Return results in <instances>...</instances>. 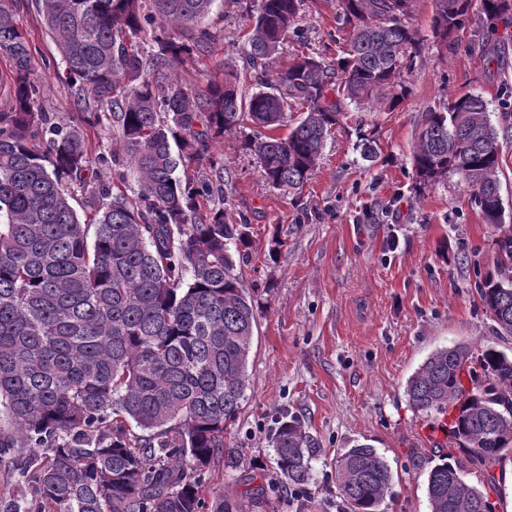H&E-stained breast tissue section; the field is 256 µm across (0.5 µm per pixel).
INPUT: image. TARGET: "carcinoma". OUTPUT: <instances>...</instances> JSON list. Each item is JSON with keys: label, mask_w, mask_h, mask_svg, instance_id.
Masks as SVG:
<instances>
[{"label": "carcinoma", "mask_w": 512, "mask_h": 512, "mask_svg": "<svg viewBox=\"0 0 512 512\" xmlns=\"http://www.w3.org/2000/svg\"><path fill=\"white\" fill-rule=\"evenodd\" d=\"M333 1L348 29L341 56L303 52L271 79L266 64L298 31L305 0H242L252 24L238 61L224 57V79L197 94L176 70L218 42L204 23L216 0H37L86 113L82 128L36 108L42 85L30 43L0 4V58L9 63L0 76L9 105L0 112V459L15 458L18 478L48 512H202L203 468L219 456L240 468L224 429L246 399L256 323L234 259L245 224L222 208L199 215L198 198L223 195L224 181H183L178 169L220 172L211 134L240 133L268 183L299 190L349 106H392L409 94L421 48L410 23L417 0H323ZM436 2L433 34L448 48L469 26L472 0ZM481 9L479 34L493 36L512 0H481ZM148 39L150 54L141 49ZM239 61L253 72L249 93ZM295 106L293 128L276 134ZM106 121L138 174L130 201L84 178L120 162L92 151L90 132ZM412 163L419 185L454 175L483 223L503 224L499 134L481 96L464 93L425 113ZM65 176L86 188L85 222ZM496 245L500 261L480 299L497 335L511 337L512 236ZM405 393L427 414L454 411L447 432L461 455L429 470L431 512H495L465 474L493 486L490 469L512 453V355L438 349ZM271 447L275 479L306 489L315 449L299 417L279 414ZM392 486L371 445L336 458L337 493L350 512H381Z\"/></svg>", "instance_id": "obj_1"}]
</instances>
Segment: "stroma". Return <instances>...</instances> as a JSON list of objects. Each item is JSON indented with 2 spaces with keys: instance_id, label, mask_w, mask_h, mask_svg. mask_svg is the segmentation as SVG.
Returning <instances> with one entry per match:
<instances>
[{
  "instance_id": "35a3bbf8",
  "label": "stroma",
  "mask_w": 512,
  "mask_h": 512,
  "mask_svg": "<svg viewBox=\"0 0 512 512\" xmlns=\"http://www.w3.org/2000/svg\"><path fill=\"white\" fill-rule=\"evenodd\" d=\"M8 6L46 80L41 111L79 123L83 114L35 0ZM435 11L436 0H418L411 20L422 44L408 75L410 95L393 107L375 103L342 117L302 189L269 185L239 135L213 145L224 156V207L247 224L239 271L256 328L247 399L224 435L245 461L236 471L220 458L206 467L204 512H215L225 487L248 477L257 487L269 482L270 434L284 410L304 421L313 440V479L303 494L280 483L239 498L240 512H350L336 494V458L358 443L376 448L393 475L395 495L383 512H430L427 473L447 439L438 416L410 405L407 379L440 348L512 352V337L497 335L478 289L495 268L498 235L512 233V27L501 30L505 53L492 64L471 30L442 48L433 35ZM209 22L220 41L180 73L196 92L222 80L225 54L251 24L234 0H216ZM299 27L301 38L284 43L269 74L303 51L336 59L347 38L335 7L320 0H307ZM466 92L482 96L499 132L505 221L497 232L483 224L457 177L416 188L417 128L428 110ZM364 138L378 146L376 163L361 158Z\"/></svg>"
}]
</instances>
